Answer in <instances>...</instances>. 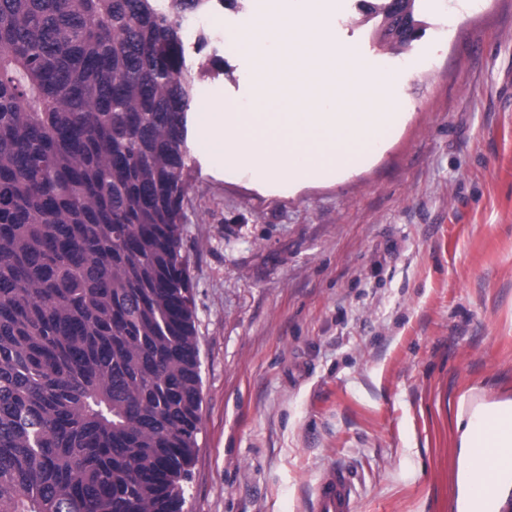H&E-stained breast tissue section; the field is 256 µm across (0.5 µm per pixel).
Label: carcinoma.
Wrapping results in <instances>:
<instances>
[{
	"label": "carcinoma",
	"instance_id": "1",
	"mask_svg": "<svg viewBox=\"0 0 512 512\" xmlns=\"http://www.w3.org/2000/svg\"><path fill=\"white\" fill-rule=\"evenodd\" d=\"M0 0V512H182L202 378L183 18ZM417 0L370 11L392 36Z\"/></svg>",
	"mask_w": 512,
	"mask_h": 512
}]
</instances>
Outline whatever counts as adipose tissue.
Listing matches in <instances>:
<instances>
[{"mask_svg": "<svg viewBox=\"0 0 512 512\" xmlns=\"http://www.w3.org/2000/svg\"><path fill=\"white\" fill-rule=\"evenodd\" d=\"M456 425L464 463L458 512H498L500 481L512 474V399L489 403L468 390L458 398Z\"/></svg>", "mask_w": 512, "mask_h": 512, "instance_id": "1", "label": "adipose tissue"}]
</instances>
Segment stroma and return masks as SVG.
Returning a JSON list of instances; mask_svg holds the SVG:
<instances>
[{
	"label": "stroma",
	"instance_id": "1",
	"mask_svg": "<svg viewBox=\"0 0 512 512\" xmlns=\"http://www.w3.org/2000/svg\"><path fill=\"white\" fill-rule=\"evenodd\" d=\"M424 33L381 37L347 0L339 37L410 76L406 119L366 167L263 192L228 178L201 118L246 101L224 49L250 9L211 12L224 59L188 113L182 203L203 380L185 512H308L322 472L353 512H457L459 393L512 398V0H424Z\"/></svg>",
	"mask_w": 512,
	"mask_h": 512
}]
</instances>
